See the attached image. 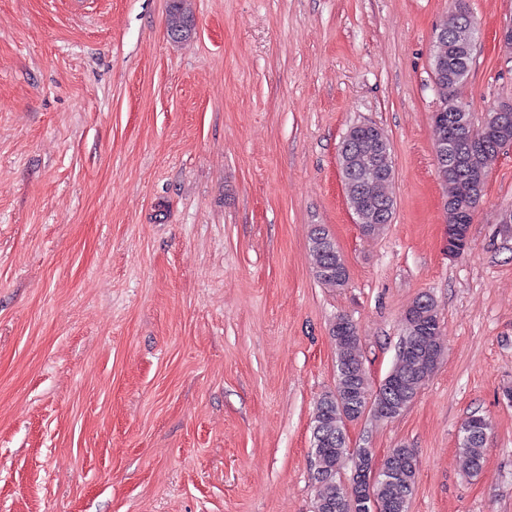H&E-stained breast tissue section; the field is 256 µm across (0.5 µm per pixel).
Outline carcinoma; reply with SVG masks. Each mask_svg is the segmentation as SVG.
<instances>
[{"label": "carcinoma", "instance_id": "cac0c4a2", "mask_svg": "<svg viewBox=\"0 0 512 512\" xmlns=\"http://www.w3.org/2000/svg\"><path fill=\"white\" fill-rule=\"evenodd\" d=\"M192 19L185 7V0H170L167 31L171 36L183 39L192 32ZM477 36L458 39L454 32H448L443 41H435L437 51L432 57V71L442 74L440 85L435 89L439 106L450 111L459 106L469 107L461 96V90L468 82L475 53ZM383 129L375 124L364 129L355 125L347 132L351 150L340 152V165L344 167L348 181L346 192L349 204L364 206L365 199L373 204L385 201L384 178L382 173L393 168L390 141L375 142ZM512 139V120L506 124L487 127L482 139L491 142L496 139ZM485 157L479 146H470L461 159L454 164L438 166L441 178L458 183L464 193V206L468 217L478 207L483 193L477 187L468 186V171L482 164ZM310 249L313 256V269L316 279L336 287L347 283V270L335 240L329 230L318 224L311 230ZM430 305L422 312L433 321L430 335L433 341L440 336L439 313L435 302L428 295L418 296L412 306L421 308V302ZM335 337L336 360L341 362L342 373L336 376V389L323 396L317 404L312 420V452L317 461L313 479L317 485V499L314 512H354V505L346 499L345 480L342 472L346 466H356V454L361 449L349 447V438L344 431V407L352 405L353 419L361 418L365 412L367 399L371 396L369 380L360 357L359 345L336 338V329H331ZM391 455L384 466L391 467L396 457L403 456L407 462L398 467L392 479H381L375 486V494L384 504V512H408L416 476V455L412 448L400 446L390 449ZM485 460V438L473 437L459 444V462L463 473L474 476L480 472Z\"/></svg>", "mask_w": 512, "mask_h": 512}]
</instances>
